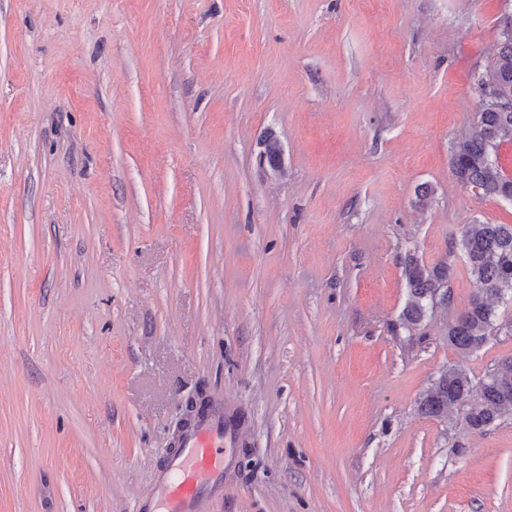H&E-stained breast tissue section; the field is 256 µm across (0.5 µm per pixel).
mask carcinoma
<instances>
[{
	"label": "carcinoma",
	"mask_w": 512,
	"mask_h": 512,
	"mask_svg": "<svg viewBox=\"0 0 512 512\" xmlns=\"http://www.w3.org/2000/svg\"><path fill=\"white\" fill-rule=\"evenodd\" d=\"M495 53L477 73L479 93L488 90L512 102V26L500 21ZM512 142V108H479L467 134L453 143L451 166L457 179L485 197L512 202V176L499 161V150ZM261 157L273 172L283 171V150L276 137L263 141ZM455 248L479 285L469 307L448 320V343L463 353L479 349L496 329L499 308L512 303V224H466ZM407 302L396 327L412 333L437 306L452 305L448 282L451 265L442 260L425 265L412 251L404 257ZM423 414L457 419L482 431L505 412H512V358L475 380L458 367L440 371L420 403Z\"/></svg>",
	"instance_id": "obj_1"
}]
</instances>
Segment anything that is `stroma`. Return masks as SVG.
<instances>
[{
  "mask_svg": "<svg viewBox=\"0 0 512 512\" xmlns=\"http://www.w3.org/2000/svg\"><path fill=\"white\" fill-rule=\"evenodd\" d=\"M510 11L0 0V512H134L207 390L247 422L214 512H512V415L418 410L512 358V307L448 342L454 238L512 224L451 167ZM410 249L453 267L415 340ZM264 149L261 157L272 172L283 171V150L276 137L269 134L263 141Z\"/></svg>",
  "mask_w": 512,
  "mask_h": 512,
  "instance_id": "stroma-1",
  "label": "stroma"
}]
</instances>
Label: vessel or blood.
<instances>
[{
	"mask_svg": "<svg viewBox=\"0 0 512 512\" xmlns=\"http://www.w3.org/2000/svg\"><path fill=\"white\" fill-rule=\"evenodd\" d=\"M203 399L204 409L177 436L176 453L157 470L153 494L136 512H212L214 500L223 497L243 423L222 394L207 392Z\"/></svg>",
	"mask_w": 512,
	"mask_h": 512,
	"instance_id": "b4317fda",
	"label": "vessel or blood"
}]
</instances>
